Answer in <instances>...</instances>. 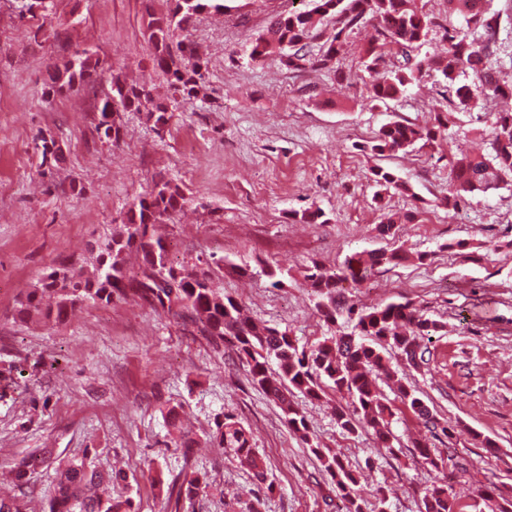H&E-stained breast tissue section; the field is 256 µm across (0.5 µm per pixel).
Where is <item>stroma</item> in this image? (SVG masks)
<instances>
[{
    "mask_svg": "<svg viewBox=\"0 0 512 512\" xmlns=\"http://www.w3.org/2000/svg\"><path fill=\"white\" fill-rule=\"evenodd\" d=\"M230 12L208 15L186 31L208 64V96L188 100L155 71L143 26L146 7L165 0H53L39 22L19 15L18 0H0V497L23 512H48L59 462L84 459L125 471L139 512H240L257 483L236 458L211 447L225 414L250 429L267 465L262 512H335L330 477L280 410L249 381L232 350L214 351L184 335L175 320L136 298L86 306L66 324H22L15 315L42 274L60 259L92 268L98 244L121 224L133 199L165 173L188 202L165 232L171 258L184 266L208 261L214 283L259 322L288 330L300 343L346 327H328L306 288L312 263L333 267L352 254L403 250L407 261L369 274L351 288L355 306L411 301L442 329L428 362L407 370L412 386L439 421L464 428L461 438L428 435L412 415L394 420L392 450L372 433L337 428L329 404L303 401L310 436L365 474V493L388 492V512H418L426 488L450 477L460 512H488L478 496L494 484L512 496V187L468 197L458 210L443 200L449 161L490 152L489 104L459 115L443 138L394 155L369 151L391 121L419 125L445 108L442 79L426 75L407 95L369 102L361 52L371 23L354 28L330 68L293 69L250 60L251 37L280 7L274 0H229ZM435 16L420 55L448 44L442 27L464 28L448 0H415ZM106 64L79 91L46 92L53 65L75 51ZM148 83L173 118L157 131L145 113L123 116L119 143L99 138L96 106L112 72ZM58 141L62 161L42 170L43 138ZM391 168L407 192L384 195L405 214L395 236L376 231L380 194L372 169ZM321 209L323 224L297 214ZM428 253L427 261L416 258ZM284 271L271 285L270 272ZM183 407L195 444L178 447L167 411ZM453 448L463 473L422 467L410 440ZM47 452V467L18 487L8 476L22 457ZM205 475L190 499L170 497L173 481Z\"/></svg>",
    "mask_w": 512,
    "mask_h": 512,
    "instance_id": "1",
    "label": "stroma"
}]
</instances>
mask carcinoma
<instances>
[{
    "label": "carcinoma",
    "mask_w": 512,
    "mask_h": 512,
    "mask_svg": "<svg viewBox=\"0 0 512 512\" xmlns=\"http://www.w3.org/2000/svg\"><path fill=\"white\" fill-rule=\"evenodd\" d=\"M165 12H147L144 27L152 48L153 66L162 71L170 86L186 99H205L207 63L194 52L191 44L174 41L176 31L188 29L203 14H222L228 9L225 0H172ZM468 0H448V8L462 14L468 32L444 29L447 54L437 60H413L409 50L422 45L436 18L419 11L414 0H315L310 10H288L271 17L266 29L251 42L250 59L262 62L272 55L280 57L289 67L304 61L313 68H326L339 52L347 33L367 19L377 20L374 34L363 55L362 65L368 74V99L387 102L399 99L406 90L429 71H438L445 84V111L435 113L433 126L396 120L383 125L370 151L378 156L405 150L422 141H437L455 115L469 112L477 105L470 86L459 82L469 72L484 100L512 98V84L500 83L491 66L498 47L500 14L488 8L467 9ZM48 0H23L20 13L32 19L45 18ZM334 21L333 34L325 37L318 53L310 54V42L322 37L317 31L319 20ZM395 49L404 63L384 68L386 49ZM102 60L88 51L75 52L49 73L48 93H70L94 80ZM125 112H144L154 127L169 125L172 113L168 105L153 98L151 88L128 83L119 73L111 74L110 91L97 106L98 134L117 143L122 139ZM495 137L492 153L461 154L451 161L453 190L448 206L457 208L468 195H487L500 188L504 178L512 177V112H493ZM374 181L383 189L405 190L407 186L392 169L376 166ZM187 203L179 184L159 173L149 192L137 197L126 212L121 227L98 246L96 272L87 275L83 267L70 259H62L49 267L38 285L26 295L17 310V318L27 323L37 316L44 322L65 324L84 305H109L116 299L136 297L155 309L170 315L192 336H201L216 351L231 348L247 367L251 384L260 390L281 411L288 428L309 446L322 462L336 489V497L345 503L346 512H386L382 489L373 495L374 502L362 493L360 475L348 468L340 455L324 448L309 435L307 418L294 401L295 394L310 400H321L331 394L348 395L346 405L335 409L336 424L348 433L370 428L382 448H390L392 411L383 402L373 376L388 371L383 348L391 345L401 350L408 364L419 368L426 363L428 352L424 339L440 329L410 302L377 304L356 308L342 295L343 284L360 283L375 268L397 265L406 256L397 252L368 251L356 253L344 265L328 269L318 264L307 268L306 287L318 299L317 309L323 320L336 324L345 314L351 331L326 336L306 347L286 330L260 325L246 313L232 296L215 288L210 269L195 266L188 270L176 267L169 259L170 242L159 227L178 214ZM136 254L138 267L129 265ZM56 297L53 307H42V297ZM396 397L405 409L422 422L431 433L440 425L421 393L401 377L395 381ZM215 448L231 450L245 464L253 478L266 481V464L254 446L251 432L235 416L224 415L209 436ZM419 462L437 469L453 459L442 456L425 441L413 444ZM46 463L42 455H30L14 466L19 483ZM54 495L50 512H137L131 496L114 497L100 492L104 484H120L126 476L104 473L82 460H69L55 471ZM481 499L490 512H512V499L497 496L496 487L481 490ZM419 512H456L455 496L444 481L424 492Z\"/></svg>",
    "instance_id": "1"
}]
</instances>
